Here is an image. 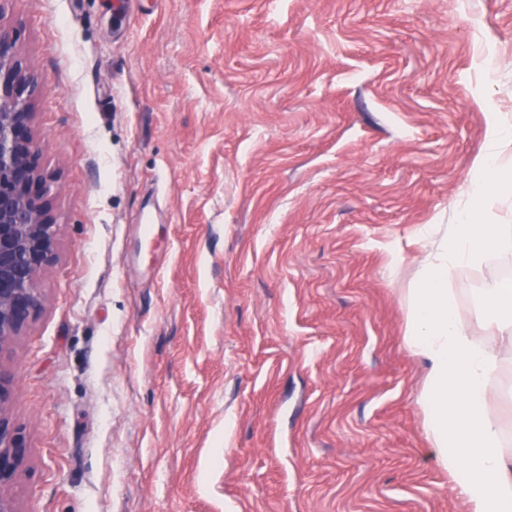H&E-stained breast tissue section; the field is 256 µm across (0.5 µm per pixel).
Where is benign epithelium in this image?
<instances>
[{
	"label": "benign epithelium",
	"instance_id": "7a95c632",
	"mask_svg": "<svg viewBox=\"0 0 512 512\" xmlns=\"http://www.w3.org/2000/svg\"><path fill=\"white\" fill-rule=\"evenodd\" d=\"M38 81L12 35L0 28V352L38 305L39 274L54 260L48 178L34 130ZM11 374L0 368V512H18L10 488L26 459L8 411Z\"/></svg>",
	"mask_w": 512,
	"mask_h": 512
}]
</instances>
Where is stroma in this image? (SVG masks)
Returning <instances> with one entry per match:
<instances>
[{
	"mask_svg": "<svg viewBox=\"0 0 512 512\" xmlns=\"http://www.w3.org/2000/svg\"><path fill=\"white\" fill-rule=\"evenodd\" d=\"M0 0L41 92L53 264L0 367L19 512H469L400 297L512 129V0ZM454 269L458 322L512 343ZM506 140H509V130L505 129L499 123H492L487 130V153L482 155L475 165V171L479 176V181L477 183L478 191L471 203L472 209L470 211V214L475 217H481V213L483 211L481 187L484 182L494 179L499 171L510 170L512 172L511 160L507 161L501 158L500 155L502 145ZM491 158H494L496 161H501L493 164L490 162Z\"/></svg>",
	"mask_w": 512,
	"mask_h": 512,
	"instance_id": "obj_1",
	"label": "stroma"
}]
</instances>
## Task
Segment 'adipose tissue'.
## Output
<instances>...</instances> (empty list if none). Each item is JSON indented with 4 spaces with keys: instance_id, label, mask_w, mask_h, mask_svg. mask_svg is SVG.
<instances>
[{
    "instance_id": "adipose-tissue-1",
    "label": "adipose tissue",
    "mask_w": 512,
    "mask_h": 512,
    "mask_svg": "<svg viewBox=\"0 0 512 512\" xmlns=\"http://www.w3.org/2000/svg\"><path fill=\"white\" fill-rule=\"evenodd\" d=\"M511 137L501 124L489 126L487 152L475 165L480 181L512 169V162L500 157ZM482 211L477 196L472 223L429 224L422 229L425 253L412 288L402 295L405 340L428 368L418 404L439 466L467 497L469 512H512V465L501 453L488 408L497 353L477 344L457 322L448 291L450 268L475 262L489 250L512 255V235H502L498 225L477 223Z\"/></svg>"
}]
</instances>
